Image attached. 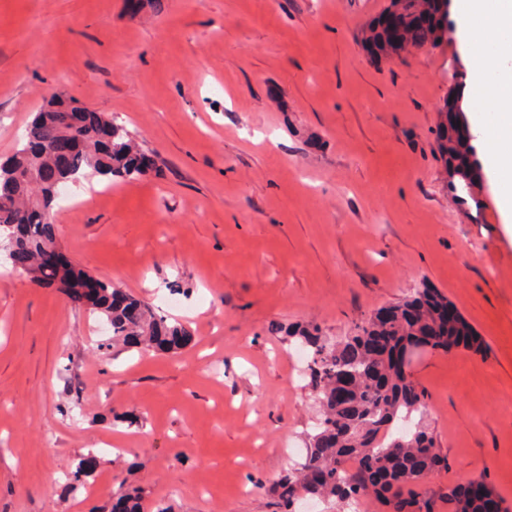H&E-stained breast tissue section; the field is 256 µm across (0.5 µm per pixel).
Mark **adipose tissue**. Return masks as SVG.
<instances>
[{
    "label": "adipose tissue",
    "instance_id": "obj_1",
    "mask_svg": "<svg viewBox=\"0 0 512 512\" xmlns=\"http://www.w3.org/2000/svg\"><path fill=\"white\" fill-rule=\"evenodd\" d=\"M462 43L470 82L482 89L489 133L482 143L493 162L487 175L498 191L504 224L512 223V0H462Z\"/></svg>",
    "mask_w": 512,
    "mask_h": 512
}]
</instances>
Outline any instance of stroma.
<instances>
[{
    "instance_id": "stroma-1",
    "label": "stroma",
    "mask_w": 512,
    "mask_h": 512,
    "mask_svg": "<svg viewBox=\"0 0 512 512\" xmlns=\"http://www.w3.org/2000/svg\"><path fill=\"white\" fill-rule=\"evenodd\" d=\"M388 0H0V161L58 88L134 133L156 169L55 200L74 264L193 336L130 351L105 318L0 265V512H280L278 478L319 412L290 325L339 339L420 288L478 350L418 349L413 425L446 468L512 510V233L485 172L459 205L442 108L475 120L458 0L448 40L376 60L360 33ZM93 477L71 482L82 457Z\"/></svg>"
}]
</instances>
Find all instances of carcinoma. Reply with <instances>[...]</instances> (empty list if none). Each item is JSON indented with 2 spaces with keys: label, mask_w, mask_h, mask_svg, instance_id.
<instances>
[{
  "label": "carcinoma",
  "mask_w": 512,
  "mask_h": 512,
  "mask_svg": "<svg viewBox=\"0 0 512 512\" xmlns=\"http://www.w3.org/2000/svg\"><path fill=\"white\" fill-rule=\"evenodd\" d=\"M397 13L400 23L383 34L391 44L379 50L394 56L409 45L435 48L448 40V0H390L384 9ZM83 108L53 94L26 128L25 144L0 163V244L21 247L32 258L29 274L40 283L54 284L73 295L78 286L73 269H57L37 262L49 241V224L59 187L93 174L130 181L146 175L154 162L125 125L102 112H90L89 124L73 128L67 114ZM454 123L442 125V150L454 159L448 187L455 198L468 204L461 190L472 180V145L466 116L458 109ZM71 134L80 147L66 161L51 153L59 137ZM91 309L103 315L112 328V340L129 348L159 349L176 353L190 340L180 324H170L133 295L96 278V291L86 296ZM448 302L430 290L419 298L392 307L357 326L352 336L333 342L318 328L298 331L312 354L308 370L319 407L317 433L299 466L283 475L277 496L290 512L296 501L321 497L354 501L378 489L387 512H436L437 505L419 496V484L445 466L432 433L417 427L412 433H395L396 423L423 406L424 393L406 372L393 365L392 348L423 338L431 348L449 351L459 343L476 344L459 316L447 315ZM373 336L386 339L374 349ZM354 461L355 470L345 465ZM490 489L481 479L448 486V512L475 508L469 493Z\"/></svg>",
  "instance_id": "obj_1"
}]
</instances>
